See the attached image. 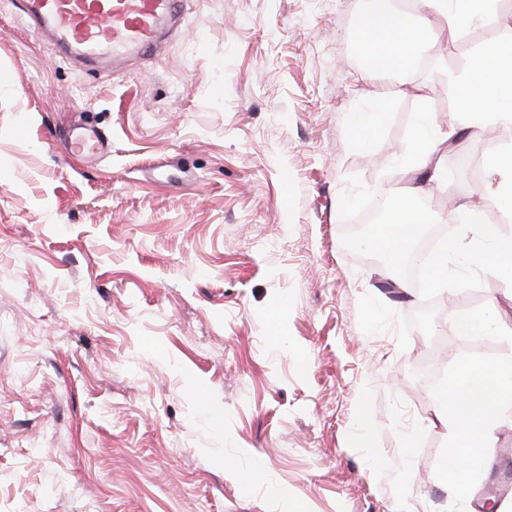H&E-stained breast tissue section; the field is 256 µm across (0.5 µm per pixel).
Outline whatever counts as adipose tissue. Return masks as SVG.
I'll use <instances>...</instances> for the list:
<instances>
[{
  "label": "adipose tissue",
  "mask_w": 512,
  "mask_h": 512,
  "mask_svg": "<svg viewBox=\"0 0 512 512\" xmlns=\"http://www.w3.org/2000/svg\"><path fill=\"white\" fill-rule=\"evenodd\" d=\"M497 0H415L411 14L400 12L394 0H368L358 18V30L366 37L363 54L367 72L411 71L427 44L424 18L439 20L449 34L474 22L498 21ZM461 112L483 119L512 120V46L495 44L472 59ZM492 176L482 186L484 198L512 207V146L494 156ZM452 393L440 396L438 408L449 419L453 449L448 474L452 484L464 483L469 459L488 447L492 433L508 405L512 404V365L483 363L461 365L451 379Z\"/></svg>",
  "instance_id": "ef3b65f1"
}]
</instances>
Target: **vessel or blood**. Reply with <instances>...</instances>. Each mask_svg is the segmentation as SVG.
<instances>
[{
	"label": "vessel or blood",
	"mask_w": 512,
	"mask_h": 512,
	"mask_svg": "<svg viewBox=\"0 0 512 512\" xmlns=\"http://www.w3.org/2000/svg\"><path fill=\"white\" fill-rule=\"evenodd\" d=\"M182 0H13L21 20L67 57L118 62L154 52L180 21Z\"/></svg>",
	"instance_id": "1"
}]
</instances>
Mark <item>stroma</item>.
Returning a JSON list of instances; mask_svg holds the SVG:
<instances>
[{
  "label": "stroma",
  "instance_id": "stroma-1",
  "mask_svg": "<svg viewBox=\"0 0 512 512\" xmlns=\"http://www.w3.org/2000/svg\"><path fill=\"white\" fill-rule=\"evenodd\" d=\"M364 5L184 0L160 52L112 68L0 0V512H512V409L463 487L436 415L460 364L512 363V287L441 292L404 348L365 334L361 296L403 316L421 297L382 293L339 214L350 176L380 197L398 174L438 223L476 206L512 230L480 192L512 123L451 106L512 35L438 29L428 67L369 75ZM425 112L449 134L438 183L407 160ZM87 124L104 149L71 155ZM466 315L488 329L450 328Z\"/></svg>",
  "mask_w": 512,
  "mask_h": 512
}]
</instances>
